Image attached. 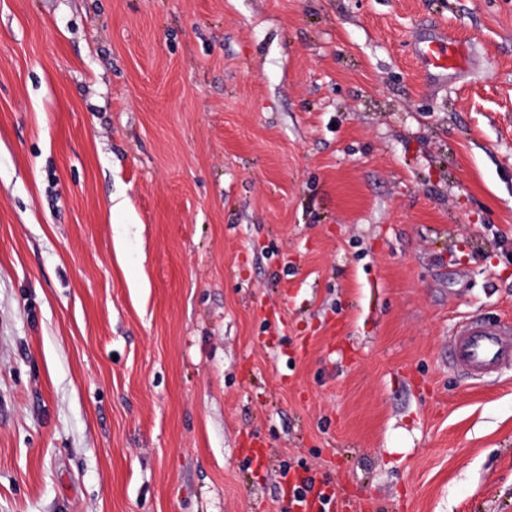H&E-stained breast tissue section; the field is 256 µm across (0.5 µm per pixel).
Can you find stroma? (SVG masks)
Here are the masks:
<instances>
[{"label":"stroma","instance_id":"stroma-1","mask_svg":"<svg viewBox=\"0 0 512 512\" xmlns=\"http://www.w3.org/2000/svg\"><path fill=\"white\" fill-rule=\"evenodd\" d=\"M471 317L512 321V0H0V512H285V463L512 512ZM468 48L447 35L426 40L416 49L415 60L424 74L447 73L461 69L467 62Z\"/></svg>","mask_w":512,"mask_h":512}]
</instances>
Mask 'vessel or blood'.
<instances>
[{"label":"vessel or blood","mask_w":512,"mask_h":512,"mask_svg":"<svg viewBox=\"0 0 512 512\" xmlns=\"http://www.w3.org/2000/svg\"><path fill=\"white\" fill-rule=\"evenodd\" d=\"M467 59V46L448 36L423 41L415 53L419 69L426 74L461 69ZM448 361L475 381L512 370V322L461 321L449 342Z\"/></svg>","instance_id":"b4317fda"}]
</instances>
